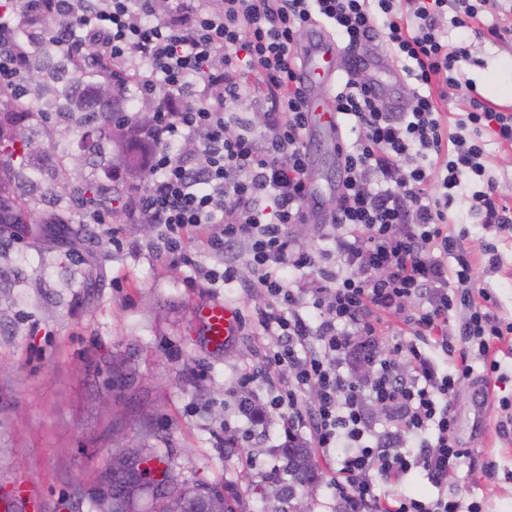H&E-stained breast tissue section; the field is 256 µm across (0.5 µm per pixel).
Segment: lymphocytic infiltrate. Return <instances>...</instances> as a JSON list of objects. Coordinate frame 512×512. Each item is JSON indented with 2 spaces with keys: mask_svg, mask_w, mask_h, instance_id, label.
Wrapping results in <instances>:
<instances>
[{
  "mask_svg": "<svg viewBox=\"0 0 512 512\" xmlns=\"http://www.w3.org/2000/svg\"><path fill=\"white\" fill-rule=\"evenodd\" d=\"M485 0H39L45 16L65 19L53 40L72 57L93 45L113 68L130 73L141 104L156 120L146 131L155 148L154 178L138 198L140 219L155 225L156 245L187 266L190 232L202 231L215 266L197 268L209 285L247 287L236 249L250 247V265L268 302L262 330L278 337L262 365L244 375L270 386L265 409L249 399L251 418L276 411L291 441L308 438L332 457V486L354 512H480L441 486L462 457L455 436L454 396L476 368L498 373L500 346L512 345V321L496 315L486 288L477 286L465 232L449 233L448 209L462 186L478 180L472 209L512 239V203L485 176L484 134L512 145V112L483 98L465 102L470 136L449 135L440 109L445 89L460 85L470 57L469 35L480 28ZM26 0L0 5V86L23 94L27 44L13 38L26 18ZM323 27L336 33L347 58L333 92L340 129L354 128L353 144L338 142L340 189L330 238L335 270L322 271L315 287H288L284 269L315 264L296 245L293 225L310 219L305 100L300 87L298 37ZM459 37L449 41V29ZM415 88L406 111L388 106L363 83L358 64L373 39ZM264 107L262 123L250 112ZM308 305L319 313L310 320ZM462 308L456 335L443 334L448 313ZM400 316L412 340L375 354L383 332L379 314ZM434 342L453 362L436 374L419 346ZM366 366L363 376L344 372L348 358ZM317 400L304 406L305 390ZM378 405L389 426L376 433L367 404ZM419 436L414 452L405 435ZM422 468L435 494L418 499L381 496Z\"/></svg>",
  "mask_w": 512,
  "mask_h": 512,
  "instance_id": "f902f5d3",
  "label": "lymphocytic infiltrate"
}]
</instances>
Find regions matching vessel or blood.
I'll return each mask as SVG.
<instances>
[{
  "mask_svg": "<svg viewBox=\"0 0 512 512\" xmlns=\"http://www.w3.org/2000/svg\"><path fill=\"white\" fill-rule=\"evenodd\" d=\"M342 71V66L336 63L334 44L325 36H316L303 55L308 133L312 139L334 141L339 136L332 90ZM194 317L209 346L223 347L229 336L236 333V314L222 301L209 300L196 304Z\"/></svg>",
  "mask_w": 512,
  "mask_h": 512,
  "instance_id": "obj_1",
  "label": "vessel or blood"
}]
</instances>
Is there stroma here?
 Wrapping results in <instances>:
<instances>
[{"label":"stroma","instance_id":"35a3bbf8","mask_svg":"<svg viewBox=\"0 0 512 512\" xmlns=\"http://www.w3.org/2000/svg\"><path fill=\"white\" fill-rule=\"evenodd\" d=\"M464 85L450 88L441 107L456 124L469 87L491 73L512 80V41L475 39ZM34 137L52 133L60 148L42 161L45 176L67 171L68 191L39 199L37 222L0 230V512H97V476L120 440L161 457L181 484H205L240 500L245 512H265L264 492L281 469L284 428L278 414L251 426L240 412L242 394L263 400L268 386L241 387L276 343L257 325L261 289L207 287L194 268L174 264L156 248V230L140 224L138 189L117 158L100 171L118 189L111 210L89 216L71 190L88 172L81 162L83 131L56 114L30 125ZM313 178L324 193V213L336 206V153L312 146ZM467 230L480 286L499 316L512 319V240L456 201ZM70 213L72 231L42 233L41 218ZM94 242L85 240V233ZM292 234L316 254L306 279L332 268L336 255L318 221ZM497 265H490V256ZM215 297L239 314L235 336L216 350L206 346L193 316L198 301ZM501 376L476 371L455 397L456 438L466 454L448 472L449 498L479 502L482 512H512V423L500 404L512 401V350H502ZM126 383L112 388V370Z\"/></svg>","mask_w":512,"mask_h":512}]
</instances>
